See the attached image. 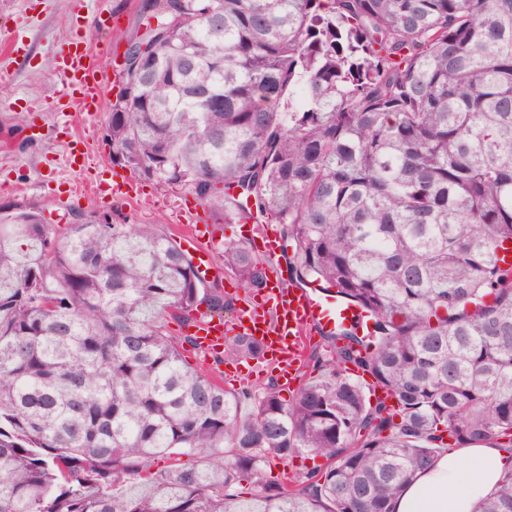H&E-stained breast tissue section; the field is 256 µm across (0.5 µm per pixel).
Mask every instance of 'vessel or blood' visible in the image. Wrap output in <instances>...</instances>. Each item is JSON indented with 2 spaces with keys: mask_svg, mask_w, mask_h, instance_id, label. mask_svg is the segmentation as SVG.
<instances>
[{
  "mask_svg": "<svg viewBox=\"0 0 512 512\" xmlns=\"http://www.w3.org/2000/svg\"><path fill=\"white\" fill-rule=\"evenodd\" d=\"M61 73L58 94L66 107L83 112L98 109L102 88L109 74L90 57L80 42L69 43L60 58ZM140 192L136 180L127 175L108 179L104 193L114 200H130ZM180 233L192 252L194 266L202 279L214 276L207 243L198 227L196 209L179 212ZM262 258L270 267L266 292L267 304L259 307L246 304L232 321L217 315L205 316L193 325L191 334L199 354L210 356L224 350L227 338L241 334L258 340L267 362L280 369L285 385H293L301 373L302 360L312 336H330L341 328L369 329V312L346 301L336 292L315 286L287 282L281 275L279 244L269 233H262Z\"/></svg>",
  "mask_w": 512,
  "mask_h": 512,
  "instance_id": "vessel-or-blood-1",
  "label": "vessel or blood"
}]
</instances>
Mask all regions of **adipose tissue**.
<instances>
[{
  "label": "adipose tissue",
  "mask_w": 512,
  "mask_h": 512,
  "mask_svg": "<svg viewBox=\"0 0 512 512\" xmlns=\"http://www.w3.org/2000/svg\"><path fill=\"white\" fill-rule=\"evenodd\" d=\"M512 468V452L486 443L449 448L407 484L393 512H474Z\"/></svg>",
  "instance_id": "obj_1"
}]
</instances>
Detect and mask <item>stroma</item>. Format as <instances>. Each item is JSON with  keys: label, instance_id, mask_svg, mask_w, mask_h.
I'll return each mask as SVG.
<instances>
[{"label": "stroma", "instance_id": "stroma-1", "mask_svg": "<svg viewBox=\"0 0 512 512\" xmlns=\"http://www.w3.org/2000/svg\"><path fill=\"white\" fill-rule=\"evenodd\" d=\"M136 14V0H0V203L37 204L60 234L69 230L72 213L99 211L120 224H156L178 236L175 213L184 202L195 201L191 188L180 185L161 193L147 182L137 200L109 202L68 165L69 151L80 140L92 176L110 177L114 167L104 141L110 95H102L94 112L66 117L57 110L61 50L72 41L86 42L90 52L100 53L101 65L112 68L123 50L119 39L133 32ZM110 15L118 24L102 29V18ZM13 32L25 43L17 54L7 48L6 36ZM205 211L215 255L225 245L244 242L253 226L252 220L210 202Z\"/></svg>", "mask_w": 512, "mask_h": 512}]
</instances>
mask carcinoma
I'll return each mask as SVG.
<instances>
[{
    "label": "carcinoma",
    "mask_w": 512,
    "mask_h": 512,
    "mask_svg": "<svg viewBox=\"0 0 512 512\" xmlns=\"http://www.w3.org/2000/svg\"><path fill=\"white\" fill-rule=\"evenodd\" d=\"M137 27L112 163L246 192L372 330L324 337L287 398L226 389L167 330L233 306L174 238L3 205L0 512H391L440 449L512 448V0H138ZM221 259L265 288L248 248ZM261 356L237 335L215 363ZM305 453L325 464L262 482ZM475 512H512V471Z\"/></svg>",
    "instance_id": "1"
}]
</instances>
